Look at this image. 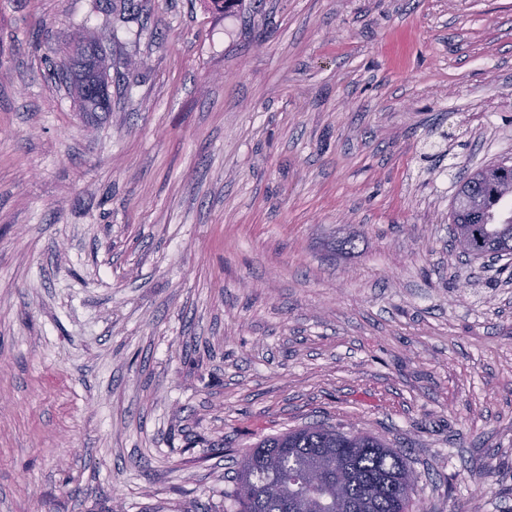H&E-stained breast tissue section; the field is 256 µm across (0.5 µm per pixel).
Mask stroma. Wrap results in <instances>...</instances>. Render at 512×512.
Wrapping results in <instances>:
<instances>
[{
    "mask_svg": "<svg viewBox=\"0 0 512 512\" xmlns=\"http://www.w3.org/2000/svg\"><path fill=\"white\" fill-rule=\"evenodd\" d=\"M499 161L512 0H0V512H235L316 422L512 512V278L449 224ZM92 50V69L94 71L93 80L87 75L85 61L89 51ZM74 67H70L76 72L75 88L80 102V108L83 112H96L109 110L110 100L106 91V71L103 60L98 51L93 46H81L78 57L74 60Z\"/></svg>",
    "mask_w": 512,
    "mask_h": 512,
    "instance_id": "35a3bbf8",
    "label": "stroma"
}]
</instances>
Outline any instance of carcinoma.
Wrapping results in <instances>:
<instances>
[{
  "label": "carcinoma",
  "instance_id": "1",
  "mask_svg": "<svg viewBox=\"0 0 512 512\" xmlns=\"http://www.w3.org/2000/svg\"><path fill=\"white\" fill-rule=\"evenodd\" d=\"M75 88L85 112L109 110L106 71L93 46L74 60ZM512 168L500 162L470 173L460 184L450 218L452 233L469 243L470 260L512 254ZM327 457L352 471V479L312 493L305 512H339V501L363 512H411L416 478L404 451L381 438L324 424L307 425L261 439L247 451L232 493L239 512H291L289 482L310 460Z\"/></svg>",
  "mask_w": 512,
  "mask_h": 512
}]
</instances>
